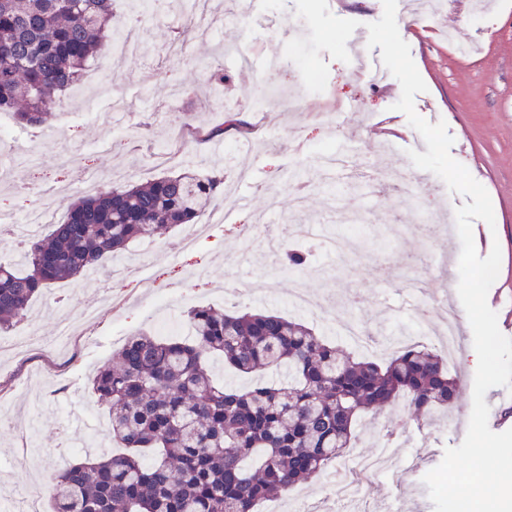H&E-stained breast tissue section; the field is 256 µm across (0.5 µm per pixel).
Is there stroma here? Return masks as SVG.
<instances>
[{"mask_svg": "<svg viewBox=\"0 0 512 512\" xmlns=\"http://www.w3.org/2000/svg\"><path fill=\"white\" fill-rule=\"evenodd\" d=\"M234 0H211L197 14L205 36L170 47L173 30L183 22L175 0H153L151 11L130 19L123 0H114V21L127 25L140 44L137 53L115 59V73L92 65L82 82L61 98L62 107L78 111L85 96L94 99L97 119L70 128L17 129L0 143V211L23 216L38 208L51 222L62 219L70 198L85 193L86 174L96 170L102 187L140 184L188 169L223 175L235 193L250 196V210L223 201L226 213L202 215L192 247L177 248L180 228L138 239L115 255L113 263L133 266L116 277L104 265L84 277L57 283L34 296L28 323L40 340L20 354L0 355V498L35 486L48 499L57 468L81 460L82 444L95 439L104 452L115 451L107 414L90 382L109 364L125 339L139 331L154 332L173 300L176 316L194 307L274 312L302 320L313 332L344 352L370 360L387 356L384 344L400 331L442 323L437 298L460 307L455 277L460 241L455 210L465 198L449 191L432 173H419L408 153L426 152L421 135L407 116L395 110L401 86L391 73L374 82L354 70L355 56L380 62V48H368V23L383 12L382 0H254L251 23L226 22ZM411 0H397L398 30L424 80L426 92L414 99L416 112L430 123L445 121L453 137L452 157L487 190L494 225H481L476 242L480 256L501 249L499 275L487 303L498 315L501 333L512 338V0H490L485 9L474 0H453L433 19L413 23ZM249 48L253 70L242 69L238 48ZM224 71L223 87L212 86L209 73ZM274 88L293 96L295 109L282 111L274 100L255 108L252 92ZM329 108L326 121L315 112ZM199 123L220 124L225 113L245 116L250 133L225 134L220 142L200 143L182 126L185 113ZM380 115L370 125L366 114ZM342 153L357 163L374 164L388 173L385 186L354 187L337 181L297 194L295 174L304 157ZM438 217V232H429L424 212ZM327 226L347 236L362 235L365 249L326 258L328 276H307V293L325 308L321 318L292 306L294 277L280 271L281 243L296 244L288 216ZM264 242L250 266L238 256L247 245L245 228ZM147 266V275L137 274ZM423 283L418 315L397 306L401 289ZM106 302L94 322L81 316L87 306ZM349 310L370 345L355 346L336 327L335 317ZM77 318V341L54 348L65 315ZM473 334L468 320L459 325V349L452 372L461 375L457 404L471 403L475 368L470 357ZM468 423L458 413L432 422L413 420L404 405H387L357 428L347 449L349 460L374 455L394 438L415 466L391 494L378 484L364 485L365 512H384L394 501L402 512H433L422 478L443 459L446 447L458 446ZM316 512H334L339 496L332 473L296 484L259 512L278 506L287 512L295 498Z\"/></svg>", "mask_w": 512, "mask_h": 512, "instance_id": "stroma-1", "label": "stroma"}]
</instances>
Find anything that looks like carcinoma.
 Returning a JSON list of instances; mask_svg holds the SVG:
<instances>
[{"instance_id":"obj_1","label":"carcinoma","mask_w":512,"mask_h":512,"mask_svg":"<svg viewBox=\"0 0 512 512\" xmlns=\"http://www.w3.org/2000/svg\"><path fill=\"white\" fill-rule=\"evenodd\" d=\"M109 41H125L112 0H0V112L44 125ZM185 124L198 141L250 130L237 113L221 127ZM223 184L185 171L73 201L20 262L0 263V331L23 319L41 290L142 236L193 223L218 205ZM185 318L189 339L138 332L94 376L112 438L127 452L61 465L51 512H255L340 458L357 419L399 401L425 418L455 403L459 377L434 347L409 345L378 364L277 314L198 307ZM214 355L255 376L253 385L216 384ZM283 368L285 382L262 376Z\"/></svg>"}]
</instances>
